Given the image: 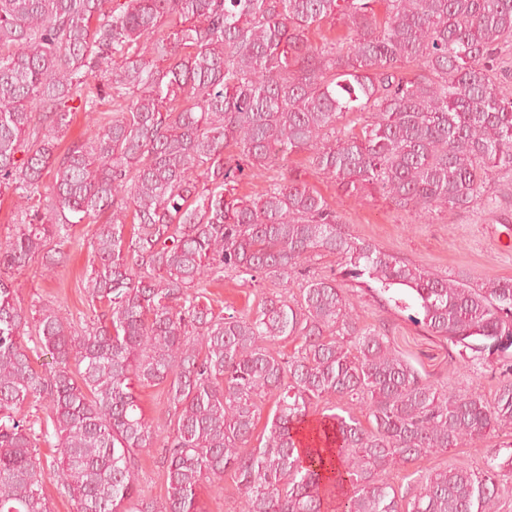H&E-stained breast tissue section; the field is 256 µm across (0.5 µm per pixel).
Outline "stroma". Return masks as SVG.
Returning <instances> with one entry per match:
<instances>
[{
  "instance_id": "1",
  "label": "stroma",
  "mask_w": 512,
  "mask_h": 512,
  "mask_svg": "<svg viewBox=\"0 0 512 512\" xmlns=\"http://www.w3.org/2000/svg\"><path fill=\"white\" fill-rule=\"evenodd\" d=\"M305 154L292 157L289 166L320 191L339 211L342 221L357 236L384 250L443 276L464 274L470 282L489 278H512V173L500 172L490 182L489 195L474 209L445 211L424 220L396 211L381 194L373 192L355 200L338 198L330 180L314 173ZM94 225L80 224L69 260L54 277H41L37 267L15 272L18 296L23 306L50 303L83 324L89 306L81 288L90 262L89 242ZM278 283L255 287L241 278H225L209 288L215 311L233 308L244 312L257 307L262 295L282 292ZM352 300L365 324L387 323L397 350L419 372L448 382L457 390L479 388L493 394L495 386L487 367L449 374L448 344L414 325L405 311L380 305L363 287H355Z\"/></svg>"
}]
</instances>
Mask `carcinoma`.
I'll list each match as a JSON object with an SVG mask.
<instances>
[{"label": "carcinoma", "mask_w": 512, "mask_h": 512, "mask_svg": "<svg viewBox=\"0 0 512 512\" xmlns=\"http://www.w3.org/2000/svg\"><path fill=\"white\" fill-rule=\"evenodd\" d=\"M109 2L0 0V187L21 201L0 242V512H51L48 475L75 512H198L226 473L244 512H322L333 488L342 512H498L512 457L495 448L479 468L402 488L388 476L512 427V280L405 261L281 169L306 152L339 196L374 189L424 219L479 205L490 175L512 171L497 69L512 0ZM74 98L96 129L59 153ZM274 167L258 198L237 193L244 171ZM78 224L97 225L81 328L22 307L13 283L65 265ZM327 254L341 277L313 270ZM226 276L294 289L217 313L207 286ZM348 282L414 311L448 341L451 371L496 357L492 397L421 374L387 329L360 324ZM158 385L163 436L139 398ZM153 447L159 499L135 471Z\"/></svg>", "instance_id": "cac0c4a2"}]
</instances>
